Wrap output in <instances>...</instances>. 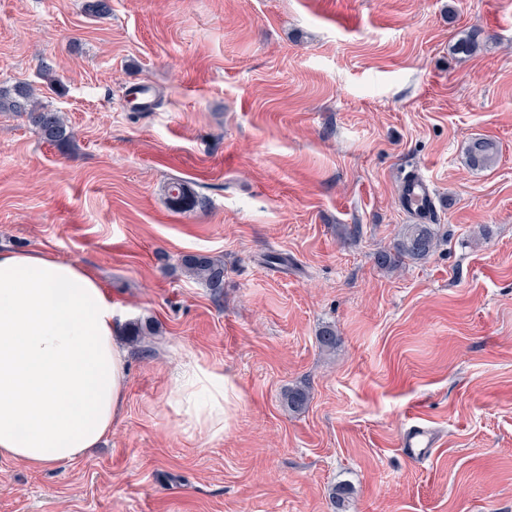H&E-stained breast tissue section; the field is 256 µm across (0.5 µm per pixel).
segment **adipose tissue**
Instances as JSON below:
<instances>
[{"label":"adipose tissue","mask_w":512,"mask_h":512,"mask_svg":"<svg viewBox=\"0 0 512 512\" xmlns=\"http://www.w3.org/2000/svg\"><path fill=\"white\" fill-rule=\"evenodd\" d=\"M115 304L83 265L41 251L0 252V457L42 470L97 446L125 403L127 356ZM235 388L189 359L167 401L184 425L217 437Z\"/></svg>","instance_id":"ef3b65f1"}]
</instances>
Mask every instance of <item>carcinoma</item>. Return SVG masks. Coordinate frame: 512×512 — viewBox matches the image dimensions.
Returning a JSON list of instances; mask_svg holds the SVG:
<instances>
[{"mask_svg":"<svg viewBox=\"0 0 512 512\" xmlns=\"http://www.w3.org/2000/svg\"><path fill=\"white\" fill-rule=\"evenodd\" d=\"M481 31L473 29L455 43L454 51L466 58L474 55L481 46ZM0 112H25L43 140L57 143L69 138L65 116L42 104L36 89L27 83H18L11 89L0 88ZM499 156L496 141L476 138L466 149V164L472 169H484ZM437 246V237L430 224H407L394 244V254L378 257L379 264L397 267L405 260H424ZM189 276L204 281L217 290L224 285V263L205 255H191L183 260ZM309 401L308 391L296 387L284 393V402L291 411H300Z\"/></svg>","mask_w":512,"mask_h":512,"instance_id":"carcinoma-1","label":"carcinoma"}]
</instances>
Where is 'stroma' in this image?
I'll return each instance as SVG.
<instances>
[{
    "mask_svg": "<svg viewBox=\"0 0 512 512\" xmlns=\"http://www.w3.org/2000/svg\"><path fill=\"white\" fill-rule=\"evenodd\" d=\"M89 2L0 0V87L32 84L71 131L0 112V250L93 271L126 400L67 466L0 458V512H335L339 485L347 512H512V0ZM480 137L501 153L474 170ZM411 171L438 245L388 269ZM176 179L194 206L169 205ZM190 358L235 387L224 436L176 425ZM415 421L438 434L421 461ZM499 156L496 141L489 138H476L470 141L466 149V164L472 169L490 167ZM183 265L192 278L204 281L217 290L224 285V263L205 255H191L183 260ZM400 446L407 457L418 459L435 446V437L427 427L413 424L402 433Z\"/></svg>",
    "mask_w": 512,
    "mask_h": 512,
    "instance_id": "obj_1",
    "label": "stroma"
}]
</instances>
